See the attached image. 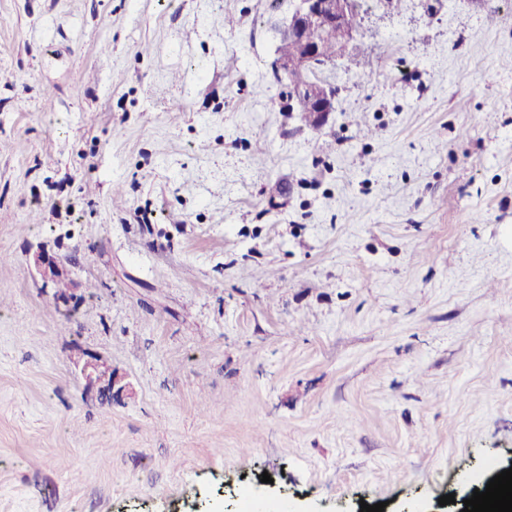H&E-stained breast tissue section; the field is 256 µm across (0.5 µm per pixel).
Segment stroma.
I'll list each match as a JSON object with an SVG mask.
<instances>
[{
    "label": "stroma",
    "mask_w": 512,
    "mask_h": 512,
    "mask_svg": "<svg viewBox=\"0 0 512 512\" xmlns=\"http://www.w3.org/2000/svg\"><path fill=\"white\" fill-rule=\"evenodd\" d=\"M294 4L0 0V512H432L512 462V0H364L320 128ZM33 265L41 277L43 288L46 291L48 289L52 290V298L59 307L64 308L65 311H71L79 304L81 300V295H77L79 288H70L66 280H60L67 276V270L59 262L56 255L43 249H37L33 254ZM55 283L58 293L65 294L70 288L69 294L65 297L56 295L54 292ZM83 356L87 358L76 361L75 367L80 370L86 393L96 391L101 400L105 401H111L123 393L126 386L119 385L120 378L112 370L101 371L97 355L85 353Z\"/></svg>",
    "instance_id": "35a3bbf8"
}]
</instances>
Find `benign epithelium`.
Masks as SVG:
<instances>
[{
  "mask_svg": "<svg viewBox=\"0 0 512 512\" xmlns=\"http://www.w3.org/2000/svg\"><path fill=\"white\" fill-rule=\"evenodd\" d=\"M331 28L341 30L343 40L339 54L348 55L359 32L353 0H297L288 23L281 30L283 36L296 43L297 52L287 60L278 59L272 63V68L279 74L291 78L288 100L309 98L310 111L318 113L320 126L336 110V89L326 82L313 80L311 72L328 62L322 54V45L326 40L325 31ZM33 265L46 290L54 289L55 283L67 276V270L58 258L43 249L34 252ZM75 367L80 370L87 393L95 391L101 399L110 401L125 390L116 373L101 371L95 354H86L85 359L76 361Z\"/></svg>",
  "mask_w": 512,
  "mask_h": 512,
  "instance_id": "obj_1",
  "label": "benign epithelium"
}]
</instances>
